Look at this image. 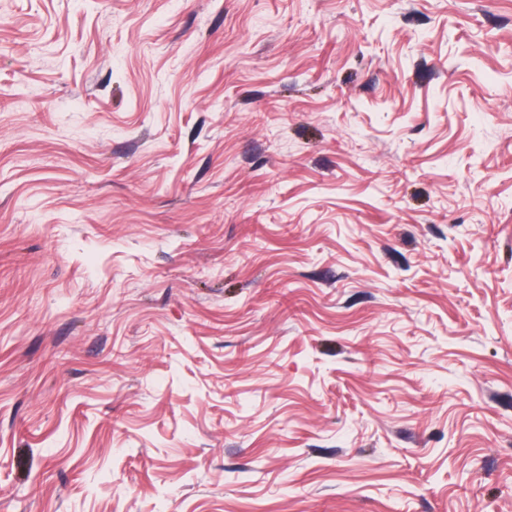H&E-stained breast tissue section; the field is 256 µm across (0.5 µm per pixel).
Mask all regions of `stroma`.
Returning a JSON list of instances; mask_svg holds the SVG:
<instances>
[{
    "instance_id": "stroma-1",
    "label": "stroma",
    "mask_w": 512,
    "mask_h": 512,
    "mask_svg": "<svg viewBox=\"0 0 512 512\" xmlns=\"http://www.w3.org/2000/svg\"><path fill=\"white\" fill-rule=\"evenodd\" d=\"M0 512H512V0H0Z\"/></svg>"
}]
</instances>
